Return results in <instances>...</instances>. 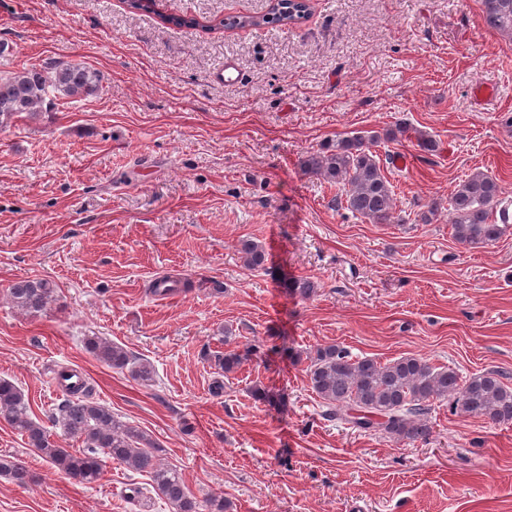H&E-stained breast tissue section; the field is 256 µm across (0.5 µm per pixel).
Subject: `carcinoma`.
<instances>
[{"mask_svg":"<svg viewBox=\"0 0 512 512\" xmlns=\"http://www.w3.org/2000/svg\"><path fill=\"white\" fill-rule=\"evenodd\" d=\"M483 19L492 30L512 39V0H481ZM306 5L299 0H278L277 7L262 16H237L226 26H288L303 17ZM102 89L100 73L80 63L58 64L45 71L30 68L0 77V127L24 113L34 114L52 98L88 99ZM407 129L398 127L382 134L357 133L336 141L322 151L301 158L305 174L324 180L340 191L339 202L370 224H389L394 219L396 198L373 146L381 139L395 141ZM453 237L468 245H492L512 230V200L483 171H474L458 184L449 201ZM243 262L259 268L267 260L264 248L254 242L242 245ZM55 285L47 279L20 280L9 288L13 305L24 312H39L53 300ZM86 350L98 361L148 384L154 369L124 347L97 336L85 341ZM250 352L224 353L217 358L224 372L235 371ZM310 388L324 403V415L348 418L353 426L393 439L416 441L430 433L431 401L452 398L456 412L495 423L512 421V388L494 370L462 381L450 368L435 367L418 357H402L382 364L372 358H353L334 344L320 345L307 354ZM0 420L25 436L55 468L75 481L93 485L104 473L103 457H109L134 473H146L150 483L135 490L132 501L146 507L157 496L173 512H224V499L201 503L186 491L182 476L166 463L164 449L155 446L142 431L121 421L112 410L87 397L77 387L62 402L53 424L81 442L72 452L58 445L53 434L32 419L23 391L0 379ZM0 476L19 485L29 480L21 462L0 459Z\"/></svg>","mask_w":512,"mask_h":512,"instance_id":"obj_1","label":"carcinoma"}]
</instances>
